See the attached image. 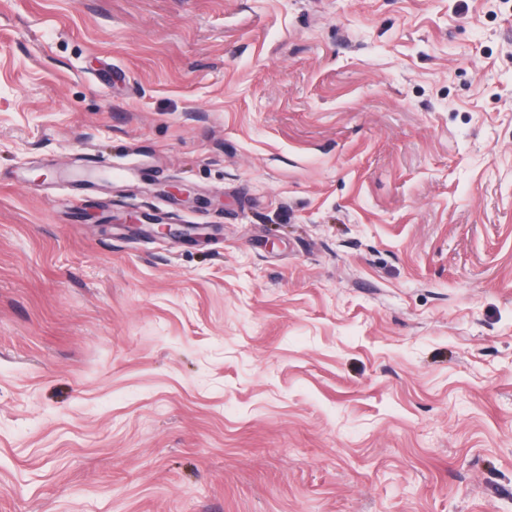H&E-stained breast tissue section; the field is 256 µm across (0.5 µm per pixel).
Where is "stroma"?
<instances>
[{
    "label": "stroma",
    "instance_id": "1",
    "mask_svg": "<svg viewBox=\"0 0 512 512\" xmlns=\"http://www.w3.org/2000/svg\"><path fill=\"white\" fill-rule=\"evenodd\" d=\"M0 512H512V0H0Z\"/></svg>",
    "mask_w": 512,
    "mask_h": 512
}]
</instances>
